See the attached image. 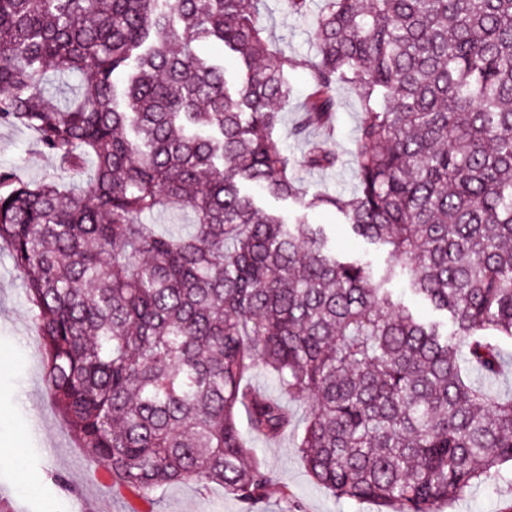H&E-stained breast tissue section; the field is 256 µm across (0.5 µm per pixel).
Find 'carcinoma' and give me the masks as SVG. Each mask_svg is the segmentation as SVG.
<instances>
[{
    "label": "carcinoma",
    "mask_w": 512,
    "mask_h": 512,
    "mask_svg": "<svg viewBox=\"0 0 512 512\" xmlns=\"http://www.w3.org/2000/svg\"><path fill=\"white\" fill-rule=\"evenodd\" d=\"M327 2L296 159L274 146L295 62L270 52L263 0H0V126L69 170L92 163L79 187L0 172V251L53 405L114 486L263 499L273 478L240 412L268 440L292 416L246 387L257 366L311 401L295 447L339 499L435 512L512 463V397L490 388L512 345V0ZM207 41L240 82L199 55ZM49 64L79 77L65 102ZM342 85L356 186L310 196L299 169L339 158L308 132ZM247 186L339 209L394 264L375 279ZM159 212L191 223H147ZM396 275L453 332L394 298Z\"/></svg>",
    "instance_id": "1"
}]
</instances>
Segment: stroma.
<instances>
[{
  "mask_svg": "<svg viewBox=\"0 0 512 512\" xmlns=\"http://www.w3.org/2000/svg\"><path fill=\"white\" fill-rule=\"evenodd\" d=\"M281 2L264 0L261 9L272 48L295 62L288 73L290 92L274 144L280 152L298 157L304 143L292 137L290 129L311 91L314 26L325 0H309L308 13L302 17L285 13ZM337 99L332 131L318 129L314 135L327 138L329 148L341 156L343 163L332 171L304 170L300 176L308 193L345 198L355 185L350 149L360 113L348 88H339ZM1 170L12 171L25 181L75 179L71 171L39 148L28 130L13 126H0ZM260 204L290 219L322 225L333 252L363 260L374 276H384L392 263L387 246L356 237L337 209L305 210L293 200L267 195L261 197ZM44 368V354L22 276L8 256L0 253V448L19 451L17 460L0 462V501L6 502L10 512H77L84 500L92 512H378L375 503L339 499L315 484L290 433L274 441L249 437L250 447L273 477L264 498L251 507L217 485L205 489L180 483L157 492L147 502L112 490L93 481V464L51 404ZM57 474L64 477V484L54 482ZM439 512H512V480L467 488L456 500L440 506Z\"/></svg>",
  "mask_w": 512,
  "mask_h": 512,
  "instance_id": "35a3bbf8",
  "label": "stroma"
}]
</instances>
